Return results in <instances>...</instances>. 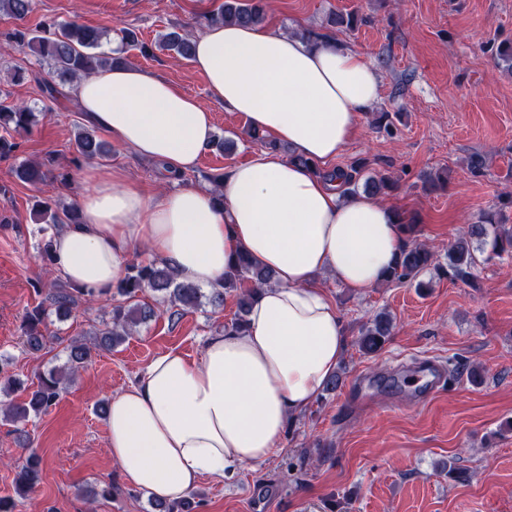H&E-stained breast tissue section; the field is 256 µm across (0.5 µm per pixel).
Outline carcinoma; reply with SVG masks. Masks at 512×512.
Returning <instances> with one entry per match:
<instances>
[{
	"mask_svg": "<svg viewBox=\"0 0 512 512\" xmlns=\"http://www.w3.org/2000/svg\"><path fill=\"white\" fill-rule=\"evenodd\" d=\"M34 10V0H0V13L14 20L23 21ZM265 19L263 0H224L218 10L210 15L213 23L234 22L240 25H258ZM358 14L336 13L330 18L329 29L353 31L358 27ZM106 32L97 28L80 25L76 22L63 24L42 23L35 29H14L7 36V47L27 48L39 63L48 66L63 82H75L92 75L96 70L112 65L114 57L99 51ZM159 48L174 54L180 59L189 60L193 53L191 35L178 28H172L161 34ZM37 123L36 109L25 104L0 103V126L16 133H27ZM78 158L95 159L109 156L111 148L101 140L95 131L80 129L75 138ZM368 162L359 159L344 170L341 194L344 197L357 193L362 173ZM15 177L30 185H39L48 181L64 183L69 173L54 174L42 164L22 163L14 170ZM366 187L373 196L384 198L395 188V180L388 173L378 172L368 178ZM33 210L38 220L54 228L63 224L81 222L76 206L58 208L49 198H37ZM402 226L405 243L388 272V283H414L418 288H427L429 284L420 280L425 271L436 275H448L472 288L477 287L475 271L479 257L484 261L512 255V227L492 221L472 224L464 236L460 237L448 250V267L436 263L434 253L425 244L417 242L418 225L415 221L404 220ZM252 286L244 287V282ZM269 271L257 266L249 254L241 252L235 263L224 272V283L220 288L211 289L206 295L198 286L177 280L170 270L160 262H133L125 277L115 286L113 295L120 297L110 310V322L100 332L97 347L110 350L133 335L137 328L156 316L149 304L140 300V295L150 290L161 295V299L172 307L196 308L202 298H208L210 304L224 305V296L237 292V317L230 327L242 329L247 325V314L257 291L270 283ZM49 299L57 313L69 315L81 301H93L95 297L86 294L80 288H67L61 284L49 292ZM45 309L37 306L25 312L23 319L24 345L33 351L42 350L47 343L43 326ZM392 328L388 315L380 314L372 323L362 329L358 346L365 354L380 351L386 344ZM90 356V349L82 344H73L69 348L66 368L53 370L39 379L37 387L31 391L27 400L20 403H8L0 410L4 420L18 423L30 417L47 412L59 400L66 389L65 380L73 378L75 372L83 367ZM42 458L30 455L15 478L16 492L28 496L38 479Z\"/></svg>",
	"mask_w": 512,
	"mask_h": 512,
	"instance_id": "obj_1",
	"label": "carcinoma"
}]
</instances>
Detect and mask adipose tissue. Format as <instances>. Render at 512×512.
<instances>
[{"label": "adipose tissue", "mask_w": 512, "mask_h": 512, "mask_svg": "<svg viewBox=\"0 0 512 512\" xmlns=\"http://www.w3.org/2000/svg\"><path fill=\"white\" fill-rule=\"evenodd\" d=\"M193 65L225 111L310 166L264 150L226 171L217 190L150 194L124 169L91 165L78 197L83 221L53 243L55 272L101 298L139 247L179 280L208 288L221 287L240 252L273 275L247 329L207 336L192 360L176 350L155 356L110 400L113 462L128 485L166 502L273 454L345 350L342 317L317 276L365 293L404 245L394 208L366 194L342 197L313 169L342 153L379 98L380 76L360 53L330 36L227 23L196 38ZM68 93L90 124L176 174L194 168L213 137L208 107L134 64L98 70Z\"/></svg>", "instance_id": "ef3b65f1"}]
</instances>
